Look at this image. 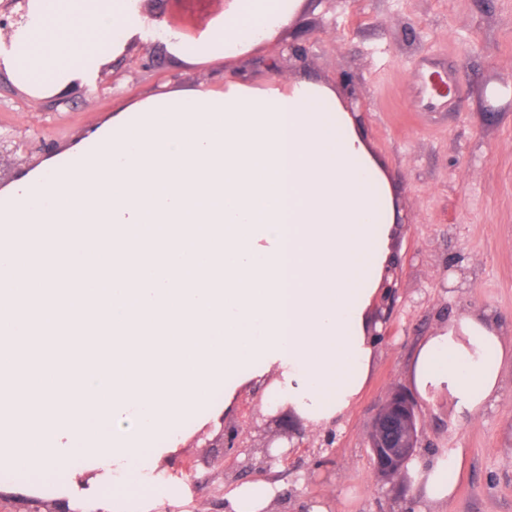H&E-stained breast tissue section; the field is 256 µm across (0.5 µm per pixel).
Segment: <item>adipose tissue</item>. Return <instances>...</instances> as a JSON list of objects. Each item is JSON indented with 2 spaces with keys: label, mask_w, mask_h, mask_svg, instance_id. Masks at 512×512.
I'll list each match as a JSON object with an SVG mask.
<instances>
[{
  "label": "adipose tissue",
  "mask_w": 512,
  "mask_h": 512,
  "mask_svg": "<svg viewBox=\"0 0 512 512\" xmlns=\"http://www.w3.org/2000/svg\"><path fill=\"white\" fill-rule=\"evenodd\" d=\"M196 37L194 64L260 51L306 0H229ZM0 68L36 98L122 55L146 18L135 0H26ZM90 145L0 189V489L21 476L97 473L85 512H142L188 419L231 413L263 391L318 432L341 422L375 367L396 201L333 83L160 88L125 101ZM96 316L98 335L55 337ZM512 361L493 321L466 316L416 346L407 368L425 404L473 414ZM223 391L224 402L213 395ZM461 459L414 462L426 500L455 491ZM278 484L235 485L224 512H268Z\"/></svg>",
  "instance_id": "1"
}]
</instances>
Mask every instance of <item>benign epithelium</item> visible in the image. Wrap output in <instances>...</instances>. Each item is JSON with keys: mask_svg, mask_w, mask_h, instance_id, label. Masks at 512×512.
Wrapping results in <instances>:
<instances>
[{"mask_svg": "<svg viewBox=\"0 0 512 512\" xmlns=\"http://www.w3.org/2000/svg\"><path fill=\"white\" fill-rule=\"evenodd\" d=\"M421 442L422 425L417 404L401 390H393L378 406L366 434L376 480L385 484L401 476ZM248 448L240 426H229L224 433V451L233 456L244 455L238 467L255 474L266 473L279 462V457L267 449L263 450L262 458L256 460Z\"/></svg>", "mask_w": 512, "mask_h": 512, "instance_id": "7a95c632", "label": "benign epithelium"}]
</instances>
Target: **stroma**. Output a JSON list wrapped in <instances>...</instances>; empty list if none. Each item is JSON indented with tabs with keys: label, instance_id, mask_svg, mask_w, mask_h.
Listing matches in <instances>:
<instances>
[{
	"label": "stroma",
	"instance_id": "1",
	"mask_svg": "<svg viewBox=\"0 0 512 512\" xmlns=\"http://www.w3.org/2000/svg\"><path fill=\"white\" fill-rule=\"evenodd\" d=\"M225 0H157L154 9L179 33L196 37L224 17ZM151 67H141L145 58ZM257 86L287 84L301 72L350 82L367 145L383 163L399 198L401 232L391 250L399 297L391 332L377 347L375 373L361 400L333 431L328 448L286 450L270 477L282 496L270 512H512V366L498 399L471 417L448 397L421 409L417 458L462 455L454 497L430 503L406 470L377 484L365 435L379 400L405 385L415 346L465 316L492 314L512 340V0H310L292 30L266 48L223 66L187 65L162 32L144 33L122 65L95 77L96 91L65 94L52 107L0 75V140L17 143L0 156V188L60 154L112 118L114 105L162 85L211 84L223 72ZM448 97L418 88L432 75ZM223 430L194 431L163 474L172 494L151 512H224L235 464Z\"/></svg>",
	"mask_w": 512,
	"mask_h": 512
}]
</instances>
